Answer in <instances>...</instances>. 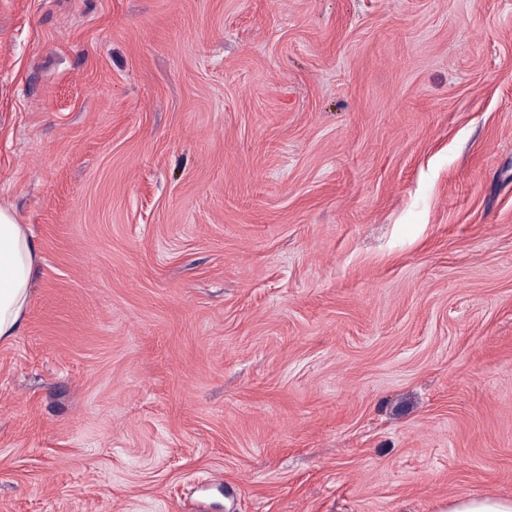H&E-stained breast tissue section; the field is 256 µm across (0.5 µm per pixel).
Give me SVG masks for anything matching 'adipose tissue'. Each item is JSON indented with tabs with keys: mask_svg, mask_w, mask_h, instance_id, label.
Here are the masks:
<instances>
[{
	"mask_svg": "<svg viewBox=\"0 0 512 512\" xmlns=\"http://www.w3.org/2000/svg\"><path fill=\"white\" fill-rule=\"evenodd\" d=\"M41 261L38 247L10 206L0 204V342L16 336Z\"/></svg>",
	"mask_w": 512,
	"mask_h": 512,
	"instance_id": "obj_1",
	"label": "adipose tissue"
}]
</instances>
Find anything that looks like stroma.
I'll return each instance as SVG.
<instances>
[{
    "instance_id": "stroma-1",
    "label": "stroma",
    "mask_w": 512,
    "mask_h": 512,
    "mask_svg": "<svg viewBox=\"0 0 512 512\" xmlns=\"http://www.w3.org/2000/svg\"><path fill=\"white\" fill-rule=\"evenodd\" d=\"M0 512L512 498V0H0ZM41 261L38 247L10 206L0 204V342L16 336Z\"/></svg>"
}]
</instances>
